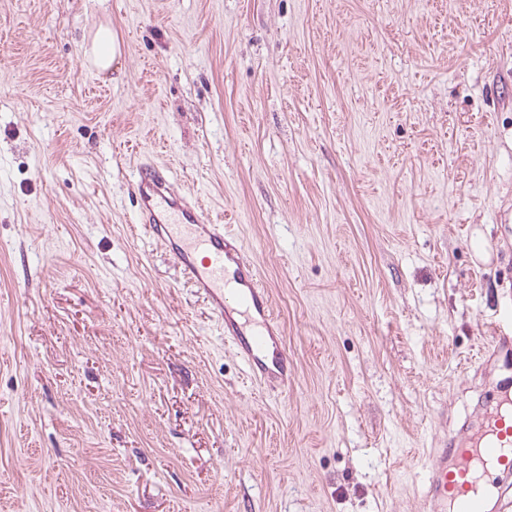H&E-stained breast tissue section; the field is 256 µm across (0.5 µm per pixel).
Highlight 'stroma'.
I'll return each mask as SVG.
<instances>
[{"instance_id": "obj_1", "label": "stroma", "mask_w": 512, "mask_h": 512, "mask_svg": "<svg viewBox=\"0 0 512 512\" xmlns=\"http://www.w3.org/2000/svg\"><path fill=\"white\" fill-rule=\"evenodd\" d=\"M144 155L242 239L288 393L139 226ZM509 266L512 0H0V512H423L512 390ZM116 51L117 43L112 32L108 29L100 31L92 46L94 63L103 70L110 68Z\"/></svg>"}]
</instances>
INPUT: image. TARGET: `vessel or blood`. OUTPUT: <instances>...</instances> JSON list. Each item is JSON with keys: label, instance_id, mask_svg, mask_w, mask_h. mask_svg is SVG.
Returning a JSON list of instances; mask_svg holds the SVG:
<instances>
[{"label": "vessel or blood", "instance_id": "1", "mask_svg": "<svg viewBox=\"0 0 512 512\" xmlns=\"http://www.w3.org/2000/svg\"><path fill=\"white\" fill-rule=\"evenodd\" d=\"M133 188L139 223L207 303L250 378L262 389L286 392L295 372L283 327L241 240L151 161L137 163ZM429 469L427 512H512L511 486H496L493 500L482 492L493 473L512 474V416L495 415L479 437H454L433 449Z\"/></svg>", "mask_w": 512, "mask_h": 512}]
</instances>
